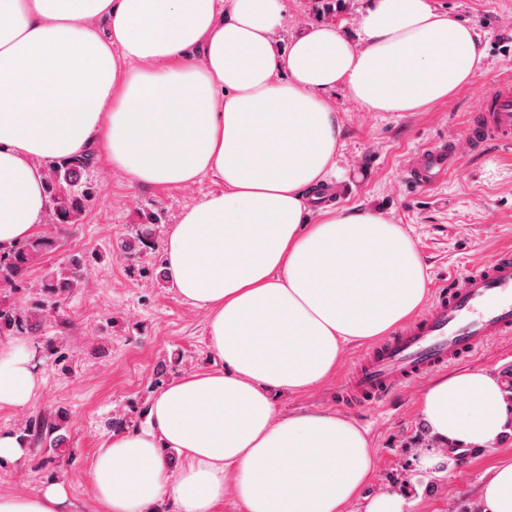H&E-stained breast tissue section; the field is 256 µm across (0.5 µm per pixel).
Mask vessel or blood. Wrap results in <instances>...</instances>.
<instances>
[{
  "mask_svg": "<svg viewBox=\"0 0 512 512\" xmlns=\"http://www.w3.org/2000/svg\"><path fill=\"white\" fill-rule=\"evenodd\" d=\"M477 149L512 141V78L484 92L464 129ZM456 161V143L448 138L418 154L410 179L431 185ZM512 335V243L501 245L483 264L453 274L447 285L412 320L387 339L364 349L336 388L341 407L374 410L449 363L482 353L496 338Z\"/></svg>",
  "mask_w": 512,
  "mask_h": 512,
  "instance_id": "1",
  "label": "vessel or blood"
}]
</instances>
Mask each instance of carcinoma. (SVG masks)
<instances>
[{
  "label": "carcinoma",
  "instance_id": "carcinoma-1",
  "mask_svg": "<svg viewBox=\"0 0 512 512\" xmlns=\"http://www.w3.org/2000/svg\"><path fill=\"white\" fill-rule=\"evenodd\" d=\"M94 154L88 151L79 158L54 166L47 176V194L51 223L57 226L71 224L80 216L87 201L88 193L79 190L78 177L89 169ZM56 240L48 236H39L19 244L13 251L0 254V282L15 285L35 256L55 249ZM87 267L84 255L71 254L64 267L52 276L43 286L42 292L48 298H57L77 287ZM37 318L34 311L11 306H0V333L5 331H23ZM59 425L48 419H39L29 424L27 431L37 442L46 441L52 450L58 451L62 440L53 437Z\"/></svg>",
  "mask_w": 512,
  "mask_h": 512
}]
</instances>
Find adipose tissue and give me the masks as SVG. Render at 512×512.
Returning a JSON list of instances; mask_svg holds the SVG:
<instances>
[{"instance_id":"obj_1","label":"adipose tissue","mask_w":512,"mask_h":512,"mask_svg":"<svg viewBox=\"0 0 512 512\" xmlns=\"http://www.w3.org/2000/svg\"><path fill=\"white\" fill-rule=\"evenodd\" d=\"M284 0H0V251L34 238L48 163L98 147L140 185L224 184L163 239L170 287L207 315L216 370L169 382L147 424L110 434L90 471L103 512H348L370 483L366 431L330 411L279 414L277 393L332 377L345 347L400 327L427 296L428 267L401 225L368 208L322 211L306 194L337 172L342 126L327 95L367 112H416L481 74L474 27L431 0H372L359 40L320 27L275 39ZM32 344H0V407L42 385ZM423 420L452 448L504 431L502 382L480 370L434 381ZM512 512V461L480 489ZM63 483L0 495V512H69Z\"/></svg>"}]
</instances>
